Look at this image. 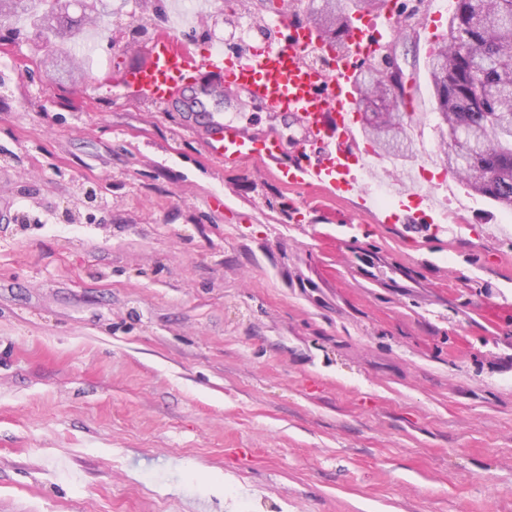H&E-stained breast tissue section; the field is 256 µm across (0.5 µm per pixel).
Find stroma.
Wrapping results in <instances>:
<instances>
[{
    "label": "stroma",
    "instance_id": "1",
    "mask_svg": "<svg viewBox=\"0 0 512 512\" xmlns=\"http://www.w3.org/2000/svg\"><path fill=\"white\" fill-rule=\"evenodd\" d=\"M398 2L440 192L426 58L455 0ZM152 45L81 85L0 73V512H512V208L465 188L417 234L215 162L104 82Z\"/></svg>",
    "mask_w": 512,
    "mask_h": 512
}]
</instances>
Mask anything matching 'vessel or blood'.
I'll return each instance as SVG.
<instances>
[{"mask_svg": "<svg viewBox=\"0 0 512 512\" xmlns=\"http://www.w3.org/2000/svg\"><path fill=\"white\" fill-rule=\"evenodd\" d=\"M270 24L275 36L265 47L232 56L211 54L199 60L188 47L158 39L148 64L128 66L115 81L154 102H177L184 111L203 113L207 124L202 142L216 161H268L283 186H324L338 197L357 199L377 223L410 220L418 230H446L448 209L417 170L400 173L392 187L393 202L386 206L369 181L385 158L356 141L358 105L350 77L358 59L376 53L377 40L357 28L349 36L348 52L332 55L306 27L295 25L291 14H276ZM313 54L324 56L325 67L310 64ZM228 88L237 98L267 104L281 119L292 120L298 137L287 143L273 133L255 136L224 120L211 101Z\"/></svg>", "mask_w": 512, "mask_h": 512, "instance_id": "obj_1", "label": "vessel or blood"}]
</instances>
